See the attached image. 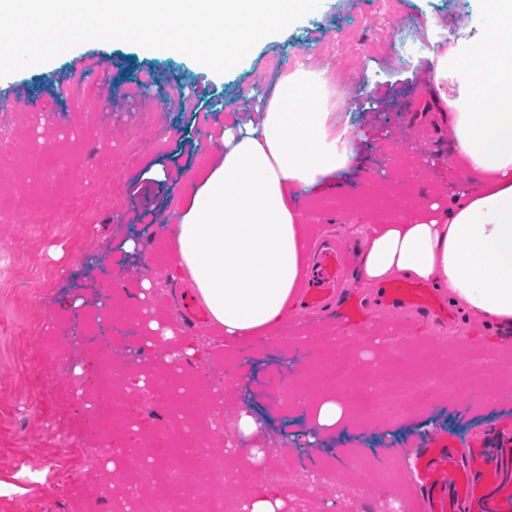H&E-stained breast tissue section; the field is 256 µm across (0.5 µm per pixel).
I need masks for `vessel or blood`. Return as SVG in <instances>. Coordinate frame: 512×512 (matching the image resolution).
Here are the masks:
<instances>
[{
    "instance_id": "vessel-or-blood-1",
    "label": "vessel or blood",
    "mask_w": 512,
    "mask_h": 512,
    "mask_svg": "<svg viewBox=\"0 0 512 512\" xmlns=\"http://www.w3.org/2000/svg\"><path fill=\"white\" fill-rule=\"evenodd\" d=\"M349 260L339 238L328 236L315 245L300 299L306 314L319 316L333 311L341 325L360 323L356 311L337 307ZM368 304L378 310L421 317L433 330L449 319L438 289L419 283L395 282L376 288ZM411 455L422 482L426 512H498V487L504 476H512V452L499 451L490 463L483 456L446 446L415 448Z\"/></svg>"
}]
</instances>
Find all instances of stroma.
<instances>
[{
  "label": "stroma",
  "mask_w": 512,
  "mask_h": 512,
  "mask_svg": "<svg viewBox=\"0 0 512 512\" xmlns=\"http://www.w3.org/2000/svg\"><path fill=\"white\" fill-rule=\"evenodd\" d=\"M363 0H322L312 14L258 42L246 58L218 75L189 57L115 41L81 44L49 63L0 79V131L7 151L0 166V512H109L125 497V471L111 456L91 459L88 419L96 406L86 388L97 366L98 345L114 338L113 364L122 378L153 373L155 383L117 393L130 405L124 439H135L145 420L169 426L161 383L168 377L166 342L150 341L157 319L197 337L203 352L191 368L221 386L224 359L236 361L230 391L214 393L196 417L224 414L234 437L236 410L252 404L263 420L266 467L280 455L317 485L299 501L297 485L283 487L303 512H339L351 483L352 449H359L371 494L357 497L360 512H389L395 490L380 473L398 449L426 443L453 448H512V354L497 355L496 329L456 317L455 332L430 336L424 325L370 315L361 330L339 331L321 319L288 313L280 336H258L225 350L219 328L187 323L178 305L184 282L171 277L155 253L163 225L172 223L185 176L199 161L197 142L220 135L233 116L269 97L281 69L306 54L327 60L343 78L337 105L351 114L364 140L353 170L337 177L318 200H299L318 236L349 235L374 226L376 193L404 180L397 210L427 206L453 190L449 165L454 144L436 130L428 54L433 43L468 25L484 0H399L401 11L422 19L421 45L391 60L372 52L374 28L359 20ZM93 69L102 86L97 105L68 97L75 71ZM160 166L167 178H150ZM143 242L130 253L128 238ZM153 282L143 294V278ZM405 354L394 360L391 337ZM351 363L354 381L382 380L406 369L432 382L425 407L371 418L363 399L348 403L359 420L321 442L309 443L300 410H274L267 392L277 374L299 379L319 373L326 353ZM498 389L484 400L485 388Z\"/></svg>",
  "instance_id": "1"
}]
</instances>
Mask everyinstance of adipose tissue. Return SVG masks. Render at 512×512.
<instances>
[{"instance_id":"1","label":"adipose tissue","mask_w":512,"mask_h":512,"mask_svg":"<svg viewBox=\"0 0 512 512\" xmlns=\"http://www.w3.org/2000/svg\"><path fill=\"white\" fill-rule=\"evenodd\" d=\"M433 45L432 99L456 146L454 174H476L428 210L385 217L361 256L362 285L411 277L447 290L466 317L512 346V0ZM328 64L298 63L263 105L209 140L208 162L174 207L169 268L187 272L194 297L225 347L271 333L293 305L311 228L297 206L315 199L358 156L360 133L331 101ZM306 438L354 422L335 388L300 402Z\"/></svg>"}]
</instances>
